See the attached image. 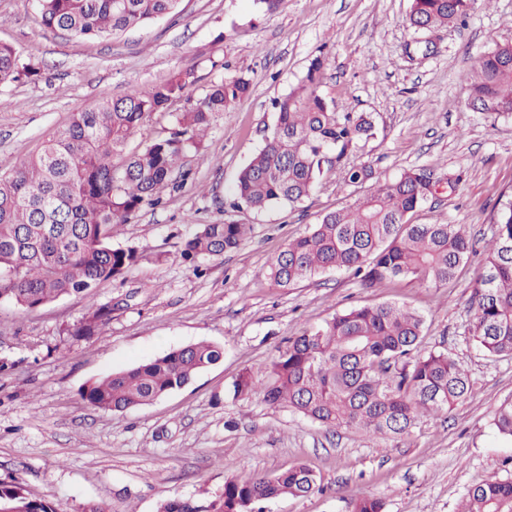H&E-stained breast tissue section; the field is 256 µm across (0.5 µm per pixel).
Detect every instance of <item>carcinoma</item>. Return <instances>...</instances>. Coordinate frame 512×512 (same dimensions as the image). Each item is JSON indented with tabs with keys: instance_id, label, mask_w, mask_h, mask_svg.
Listing matches in <instances>:
<instances>
[{
	"instance_id": "cac0c4a2",
	"label": "carcinoma",
	"mask_w": 512,
	"mask_h": 512,
	"mask_svg": "<svg viewBox=\"0 0 512 512\" xmlns=\"http://www.w3.org/2000/svg\"><path fill=\"white\" fill-rule=\"evenodd\" d=\"M181 0H39L45 29L73 37L115 36L170 15ZM475 0H409L405 21L418 31L454 27L466 20ZM324 60L310 61L305 74L273 103L275 121L263 144L240 171L233 207L263 211L292 207L309 198L324 172L339 169L361 186L374 178L367 164L347 157L374 135L364 114L342 112L323 91ZM38 74L32 62L0 45V85ZM196 82L180 71L138 97L103 95L73 115L42 142L38 151L0 172V301L27 311L63 296L92 295L98 284L122 280L134 267L158 262L162 254L135 244L112 247V235L144 205L162 203L174 168L201 146L214 118L251 90L243 75L209 87L175 115L163 134L125 156L127 141L157 113L182 98ZM465 103L476 112L512 117V41L495 44L462 73ZM119 163H114V159ZM443 181L428 168L402 173L319 221L274 256L270 282L292 288L327 271H350L371 287L408 280L427 287L448 285L467 266L473 245L462 224H414L412 215ZM482 271L473 284V340L489 355L512 359V200L494 218ZM250 226L227 220L202 224L183 243V256L201 263L240 244ZM106 307H93L75 336H90L108 320ZM425 319L394 302L335 313L288 340L262 387L252 371L233 381L239 399L261 390L264 400L286 406L328 428H355L369 436L406 434L424 418L453 410L470 393L465 372L445 352L423 353ZM224 348L202 341L173 349L127 370L96 379L80 393L89 405L112 413L150 405L189 384L219 362ZM496 432L512 439V398L494 413ZM321 489L308 464L248 482L228 479L207 501L173 498L158 512H263L259 504L280 496L304 497ZM0 512H60L31 496L17 480L0 481ZM350 512H383L381 500L361 496ZM461 512H512V479L488 480L469 491Z\"/></svg>"
}]
</instances>
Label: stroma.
<instances>
[{"mask_svg": "<svg viewBox=\"0 0 512 512\" xmlns=\"http://www.w3.org/2000/svg\"><path fill=\"white\" fill-rule=\"evenodd\" d=\"M407 8L408 0H281L269 12L259 0H182L178 13L86 39L44 29L38 0H0V43L40 70L0 85L2 170L101 94L135 97L194 70L196 82L170 113L153 115L128 141L132 153L212 83L230 74L251 80L249 96L181 161L163 204L143 207L112 238L116 247L161 251L162 261L101 284L91 299L66 296L32 312L0 302V480L20 481L61 512L88 502L106 512H157L166 499L207 500L226 479L304 462L321 491L279 497L268 512H348L364 495L381 499L383 512H460L474 486L512 479V443L492 426L495 409L512 397V359L486 355L471 338L481 256L441 288L401 280L365 288L334 271L288 289L266 278L272 256L321 214L422 167L462 182L455 195L426 202L412 223L467 225L480 246L491 238L492 219L512 195V118L471 110L460 76L481 52L512 40V0H478L465 26L428 35L406 25ZM319 55L327 60L323 89L340 111L374 121V137L350 157L370 165L373 180L355 187L335 171L297 207L226 211L274 121L272 100ZM227 219L250 225V234L196 274L181 256L184 239ZM382 302L421 312V351L448 352L468 374L471 392L452 412L402 436L372 437L326 428L259 392L232 399L238 374L248 369L264 382L289 338L341 310ZM106 304L103 331L75 335L90 307ZM201 341L222 345V360L152 405L112 414L80 397L88 381Z\"/></svg>", "mask_w": 512, "mask_h": 512, "instance_id": "35a3bbf8", "label": "stroma"}]
</instances>
